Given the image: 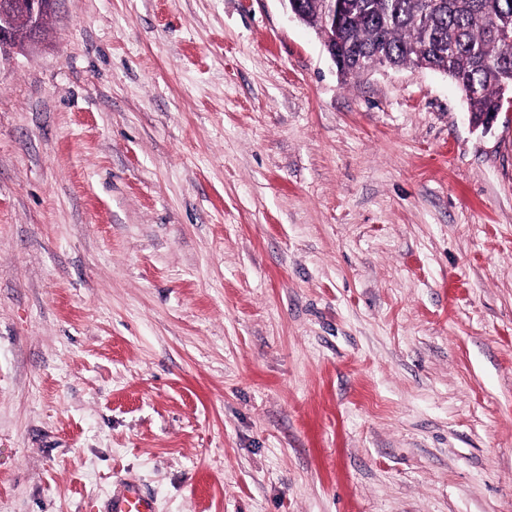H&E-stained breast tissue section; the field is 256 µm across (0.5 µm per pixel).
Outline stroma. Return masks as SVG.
<instances>
[{
	"label": "stroma",
	"instance_id": "stroma-1",
	"mask_svg": "<svg viewBox=\"0 0 512 512\" xmlns=\"http://www.w3.org/2000/svg\"><path fill=\"white\" fill-rule=\"evenodd\" d=\"M512 512V106L342 78L283 0H60L0 55V512ZM104 512H155L154 501L135 482L121 484L106 502Z\"/></svg>",
	"mask_w": 512,
	"mask_h": 512
}]
</instances>
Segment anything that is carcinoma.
I'll return each mask as SVG.
<instances>
[{"mask_svg": "<svg viewBox=\"0 0 512 512\" xmlns=\"http://www.w3.org/2000/svg\"><path fill=\"white\" fill-rule=\"evenodd\" d=\"M344 26L336 37L357 50L360 74L376 65L441 72L465 94L482 126L503 110V85H512V47L499 23L512 19V0H338ZM303 22L322 28L325 0H305Z\"/></svg>", "mask_w": 512, "mask_h": 512, "instance_id": "1", "label": "carcinoma"}]
</instances>
